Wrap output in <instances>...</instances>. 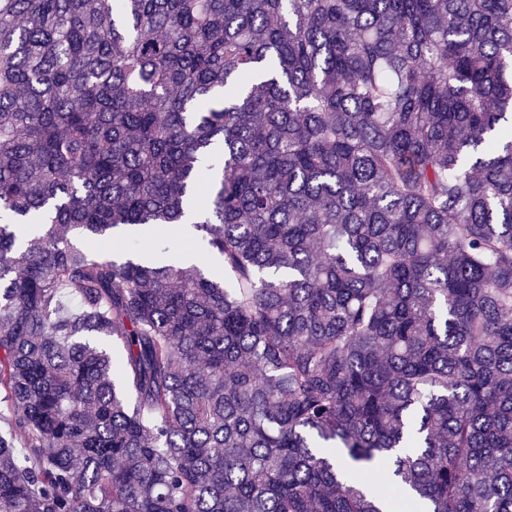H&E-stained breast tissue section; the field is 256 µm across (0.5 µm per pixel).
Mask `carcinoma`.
I'll return each mask as SVG.
<instances>
[{"label":"carcinoma","instance_id":"1","mask_svg":"<svg viewBox=\"0 0 512 512\" xmlns=\"http://www.w3.org/2000/svg\"><path fill=\"white\" fill-rule=\"evenodd\" d=\"M1 402L0 512H512V0H0Z\"/></svg>","mask_w":512,"mask_h":512}]
</instances>
